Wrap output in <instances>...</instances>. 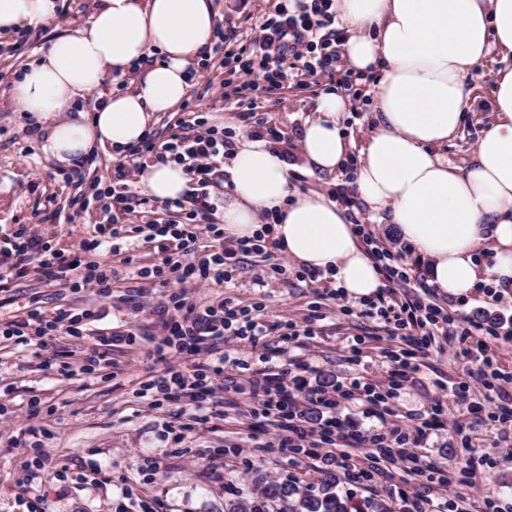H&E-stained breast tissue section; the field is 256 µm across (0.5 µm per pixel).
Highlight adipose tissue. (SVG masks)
Instances as JSON below:
<instances>
[{"label":"adipose tissue","instance_id":"adipose-tissue-1","mask_svg":"<svg viewBox=\"0 0 512 512\" xmlns=\"http://www.w3.org/2000/svg\"><path fill=\"white\" fill-rule=\"evenodd\" d=\"M55 0H0V39L54 15ZM350 68L378 73L370 90L374 123L363 143L338 127L349 103L329 92L300 134L309 172L330 175L358 155V194L372 217L394 225L428 262L432 283L461 296L480 283L512 286V66L490 73L492 116L475 155L460 167L440 152L470 108L471 71L491 54L512 58V0H335ZM212 0H93L85 25L60 35L11 82L16 112L33 118L46 158L63 167L94 150L113 155L139 142L158 112L185 98L211 46ZM160 62L147 64L151 53ZM135 76L128 92L108 83ZM97 91L93 112L81 98ZM229 178L224 231L250 238L262 212L277 213L272 237L297 264L364 298L382 282L343 208L329 195L291 192L290 167L265 139L240 136L224 160ZM159 202L182 198L189 176L176 162H151L138 175ZM493 263H479L482 243Z\"/></svg>","mask_w":512,"mask_h":512}]
</instances>
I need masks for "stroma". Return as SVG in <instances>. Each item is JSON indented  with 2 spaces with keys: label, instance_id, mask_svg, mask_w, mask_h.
Listing matches in <instances>:
<instances>
[{
  "label": "stroma",
  "instance_id": "stroma-1",
  "mask_svg": "<svg viewBox=\"0 0 512 512\" xmlns=\"http://www.w3.org/2000/svg\"><path fill=\"white\" fill-rule=\"evenodd\" d=\"M213 3L220 25L245 29L273 10L276 0ZM58 4L55 17L0 45V240L31 224L46 246L73 251L93 234L99 218L95 212L77 213L73 198H93L98 190L111 185L118 162L99 152L93 163L77 167L62 169L50 163L31 125L13 112L9 94L18 70L58 35L87 20L91 0H58ZM487 72L484 66L472 71L468 83L474 100L467 120L443 148L449 160L459 165L474 154L491 112ZM349 80L357 96L343 114L340 130L346 138L359 142L370 129L366 103L375 79L353 74ZM341 89L338 81L328 79L305 87L288 82L266 106L269 121L282 133L275 148L291 166L293 186L298 190L327 192L346 179L341 170L330 176L307 173L299 142L303 126L316 116L319 97L325 91ZM191 111L201 114L208 125L235 134L251 127L231 102L218 97L202 99L190 92L175 111L155 114L148 129L156 142H164ZM146 233L142 224L125 229L128 240L141 243ZM95 258L125 275L131 265L150 264L160 256L142 243L132 253L100 251ZM233 264L232 287L223 290L187 284L183 287L187 298L198 304L224 295L240 305L262 307L268 320L301 328L314 323V335L300 337L292 354L310 359L316 368L315 381L328 385L342 382L355 369L370 379L380 377L385 369L384 356L393 343L360 317V300L348 299L352 312L346 315L329 297L331 285L327 280L311 283L292 273L271 278L269 258L254 254L237 256ZM106 302L86 290L76 293L63 283L47 284L27 276L10 281L0 293V323L23 318L32 305L50 313L63 306L98 307ZM108 303L112 309L100 325L110 332L120 333L152 321L126 277L113 284ZM449 303L453 310L472 319L512 321V288L495 305L484 303L482 294L475 291L450 298ZM357 338L364 342V359L355 368L348 357ZM93 343L90 336L76 339L63 334L39 350L16 338L0 339V395L13 413L10 423L0 424V512H28V502L40 493L47 495L52 512H142L147 504L154 512H224L225 503L257 492L262 478L289 481L318 493L321 474L326 470L335 472L339 491L355 503L381 500L391 512H411L414 501L427 495L436 512H447L449 503L465 491L456 484L442 493L429 492L397 465L388 480L356 482L335 463L320 464L305 456L292 459L276 448L255 447L244 418L249 410L248 396H232L224 389L213 395L206 417L196 418L194 409L185 407L182 420L190 424V431L181 441L168 439L163 424L169 416L155 407L144 391L145 383L159 368L150 338L140 336L133 345L113 347L100 371L88 375L81 366ZM465 377V364L453 360L445 342H437L425 367L395 399L394 408L402 416H419L438 399L447 413H455L453 389ZM439 380L447 382L448 391L437 392L435 383ZM34 395L41 400L36 415L28 409ZM38 443L50 448L54 460L69 468L71 481L54 482L40 471L34 480H27L17 461L29 446ZM421 453L427 463L454 472L467 456L459 436L446 427L431 432ZM479 453L484 457L478 469L480 485L486 494L499 498L502 512H512V457H505L493 446L480 448ZM92 463L106 473L107 482L93 485L78 481V473Z\"/></svg>",
  "mask_w": 512,
  "mask_h": 512
}]
</instances>
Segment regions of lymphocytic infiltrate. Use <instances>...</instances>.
Masks as SVG:
<instances>
[{
    "mask_svg": "<svg viewBox=\"0 0 512 512\" xmlns=\"http://www.w3.org/2000/svg\"><path fill=\"white\" fill-rule=\"evenodd\" d=\"M333 0H277L272 13L259 17L244 32L217 28L214 51L220 54L226 70L225 87L234 95L246 96L248 110L244 119L253 121L258 136L280 138V130L257 113L259 100L268 99L281 90L286 81L304 86L323 78H334L341 66L335 39L322 30L334 22ZM224 133L206 126L203 117L191 115L182 131L172 132L163 143L154 134H145L120 164L117 179L104 190L101 210L105 215L96 223L93 238L84 240L82 251L121 249V227L135 223L151 212L149 198L138 195L132 178L153 158L160 162L182 164L190 177V188L184 198L166 202L169 212H187L188 222H152L147 243L162 253L161 261L140 266L132 271L133 280L143 288H164L165 300L150 303L159 330L155 354L161 368L146 384L147 392L156 394L180 417L184 406L204 410L224 376L227 355L217 354L215 347L224 337L234 336L251 350H267V337L290 344L299 335H312V328L298 329L295 324L259 320L251 308L235 304L229 298L194 306L184 294L171 292V283H192L201 288L224 286L233 281L231 259L237 255L269 252V226L275 222L265 214L263 233L252 239L229 238L218 210L211 201L210 188L221 168ZM374 260L383 286L375 300L361 309V317L369 319L375 330L399 338V349L390 351L389 364L375 380L355 374L348 381L326 386L310 384L308 376L314 368L309 360H288L276 373L259 369L234 384L238 393H249L262 408L249 414L252 438L263 448H280L294 455L315 454L317 458L336 463L347 470L352 479L373 481L390 477L392 465H402L407 475L426 477L433 488L452 485L448 471L427 464L419 450L430 431L452 423L461 435L464 447H473L474 433L484 431L499 441L512 437V397L503 401L483 400L473 403L468 382L460 384L459 395L466 412L462 419L449 421L441 408H432L420 421L411 423L398 417L392 402L418 373L423 357L440 336H468L475 347L453 346L455 359L470 363V378H480L485 389L503 393L512 385V374L501 372L496 351L512 346V327L498 321L467 320L460 322L439 304L428 286L410 291L411 269L399 263L389 248L378 240L365 224L354 227ZM205 248H198L199 240ZM37 272L46 282L68 281L72 290L96 288L100 297L112 295V282L119 271L98 261L83 262L69 253L42 244L28 227H20L10 237L7 248L0 250V288L9 279ZM107 308H59L52 314L29 310L26 318L6 323L0 335L30 337L43 340L63 332L82 336L88 324L106 318ZM361 402L370 426L352 428L343 414L346 404ZM317 409L319 419L308 416Z\"/></svg>",
    "mask_w": 512,
    "mask_h": 512,
    "instance_id": "f902f5d3",
    "label": "lymphocytic infiltrate"
}]
</instances>
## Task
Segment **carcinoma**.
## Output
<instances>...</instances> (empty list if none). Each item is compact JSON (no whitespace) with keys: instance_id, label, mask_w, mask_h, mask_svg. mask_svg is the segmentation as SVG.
<instances>
[{"instance_id":"obj_1","label":"carcinoma","mask_w":512,"mask_h":512,"mask_svg":"<svg viewBox=\"0 0 512 512\" xmlns=\"http://www.w3.org/2000/svg\"><path fill=\"white\" fill-rule=\"evenodd\" d=\"M283 502L287 512H359L350 498L337 491L336 474L326 471L321 477V491L311 494L299 485L266 481L261 496L226 504V512H270L268 506Z\"/></svg>"}]
</instances>
